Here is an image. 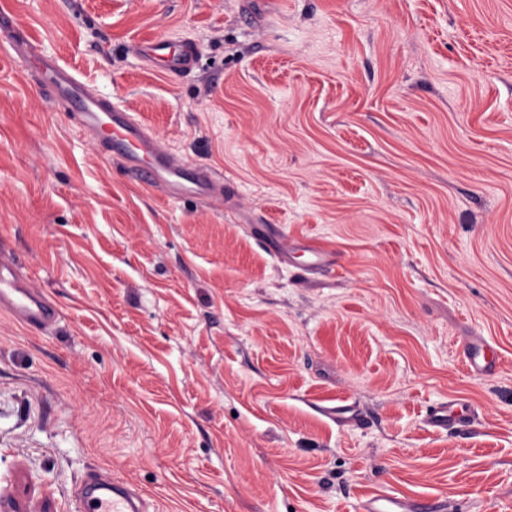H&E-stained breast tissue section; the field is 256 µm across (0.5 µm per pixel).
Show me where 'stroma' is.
<instances>
[{
    "label": "stroma",
    "mask_w": 512,
    "mask_h": 512,
    "mask_svg": "<svg viewBox=\"0 0 512 512\" xmlns=\"http://www.w3.org/2000/svg\"><path fill=\"white\" fill-rule=\"evenodd\" d=\"M2 5L226 192L124 175L0 41V249L60 311H0V512H76L92 474L149 512H512V0ZM451 399L471 422L429 427ZM139 53L159 65L172 78H187L196 65V47L188 41L173 42L164 35L153 36L136 45ZM464 357L471 373L475 376H488L496 373L497 359L490 352L488 343L481 337L466 341ZM448 503L439 500L406 501L393 495H375L360 504L361 512H446Z\"/></svg>",
    "instance_id": "35a3bbf8"
}]
</instances>
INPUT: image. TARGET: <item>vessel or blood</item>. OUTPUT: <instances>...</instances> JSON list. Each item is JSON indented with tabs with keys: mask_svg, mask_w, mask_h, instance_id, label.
<instances>
[{
	"mask_svg": "<svg viewBox=\"0 0 512 512\" xmlns=\"http://www.w3.org/2000/svg\"><path fill=\"white\" fill-rule=\"evenodd\" d=\"M14 30L12 13L1 10L0 38L12 35L16 51L35 58L42 74V91L67 107L82 129L92 135L103 156L118 161L128 174L147 186L159 188L170 198L223 197L224 179L212 168L177 157L133 113L101 99L71 68L37 53L32 44L15 37ZM137 49L144 59L159 65L173 78L190 76L196 65V48L187 41L175 42L156 35L138 43ZM0 309L23 327L39 331L54 327L59 316L46 295L19 275L17 262L9 254L0 255ZM464 357L473 375L482 377L497 371V360L481 337L467 340ZM465 409L464 403L449 401L433 408L426 423L436 430L452 429L464 421ZM76 499L78 512H146L142 497L116 483H95L89 490L78 492ZM447 509L443 501H407L393 495H375L360 505V512H447Z\"/></svg>",
	"mask_w": 512,
	"mask_h": 512,
	"instance_id": "vessel-or-blood-1",
	"label": "vessel or blood"
}]
</instances>
